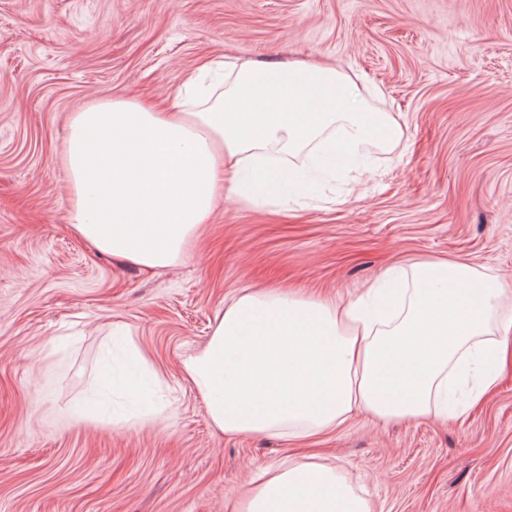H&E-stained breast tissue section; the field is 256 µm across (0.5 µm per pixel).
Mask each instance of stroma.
<instances>
[{"label": "stroma", "instance_id": "1", "mask_svg": "<svg viewBox=\"0 0 512 512\" xmlns=\"http://www.w3.org/2000/svg\"><path fill=\"white\" fill-rule=\"evenodd\" d=\"M202 57L334 64L382 91L402 143L369 144L367 176L222 202L175 265L96 251L68 222L70 113L163 103ZM422 259L512 285V0H0V512H231L308 453L374 512H512V366L462 420L359 414L301 447L217 432L185 375L240 289L344 303Z\"/></svg>", "mask_w": 512, "mask_h": 512}]
</instances>
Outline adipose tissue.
<instances>
[{
  "label": "adipose tissue",
  "instance_id": "obj_1",
  "mask_svg": "<svg viewBox=\"0 0 512 512\" xmlns=\"http://www.w3.org/2000/svg\"><path fill=\"white\" fill-rule=\"evenodd\" d=\"M203 60L164 106L109 96L69 116L68 222L98 251L146 268L175 264L222 197L288 195V155L321 170L403 131L335 67L304 60ZM512 288L459 261L387 269L344 309L271 287L243 289L187 362L213 427L301 440L357 412L389 422L460 418L491 392L512 351ZM236 512H372L341 469L294 460L259 476Z\"/></svg>",
  "mask_w": 512,
  "mask_h": 512
}]
</instances>
